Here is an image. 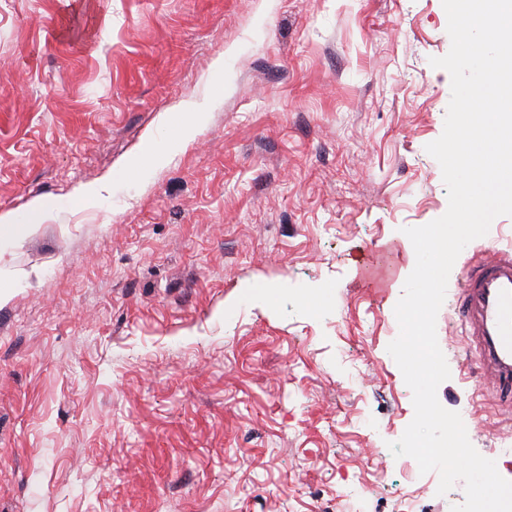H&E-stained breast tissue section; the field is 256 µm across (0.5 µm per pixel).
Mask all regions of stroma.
Returning a JSON list of instances; mask_svg holds the SVG:
<instances>
[{"label":"stroma","instance_id":"stroma-1","mask_svg":"<svg viewBox=\"0 0 512 512\" xmlns=\"http://www.w3.org/2000/svg\"><path fill=\"white\" fill-rule=\"evenodd\" d=\"M450 47L442 0H0V214L29 219L0 233V512L463 503L388 448L414 417L398 231L448 208ZM436 333L439 403L512 480V395L452 299ZM183 109L184 112H178L176 119V136L166 145L146 152L136 163L124 165L113 171L112 183L122 182L136 173L163 165L167 162L172 149L193 139L195 130L206 121L208 112L196 102L186 103Z\"/></svg>","mask_w":512,"mask_h":512}]
</instances>
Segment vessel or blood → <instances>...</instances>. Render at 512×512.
<instances>
[{
	"instance_id": "1",
	"label": "vessel or blood",
	"mask_w": 512,
	"mask_h": 512,
	"mask_svg": "<svg viewBox=\"0 0 512 512\" xmlns=\"http://www.w3.org/2000/svg\"><path fill=\"white\" fill-rule=\"evenodd\" d=\"M448 292L494 382L512 389V246L465 262Z\"/></svg>"
}]
</instances>
